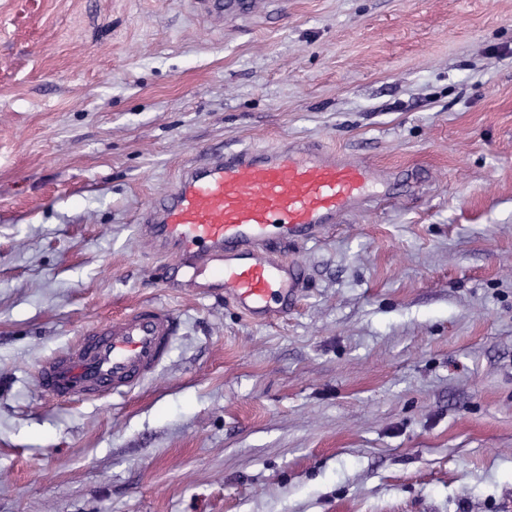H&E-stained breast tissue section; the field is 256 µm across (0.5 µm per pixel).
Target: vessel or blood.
Segmentation results:
<instances>
[{
  "mask_svg": "<svg viewBox=\"0 0 512 512\" xmlns=\"http://www.w3.org/2000/svg\"><path fill=\"white\" fill-rule=\"evenodd\" d=\"M220 19H238L268 0H196ZM371 170L314 142L241 148L182 166L172 190L144 211L139 236L176 265L203 271L250 318L285 315L303 277L281 242L322 235L368 197ZM177 328L168 308L146 302L88 330L38 369L42 392L57 400L119 397L165 360Z\"/></svg>",
  "mask_w": 512,
  "mask_h": 512,
  "instance_id": "obj_1",
  "label": "vessel or blood"
}]
</instances>
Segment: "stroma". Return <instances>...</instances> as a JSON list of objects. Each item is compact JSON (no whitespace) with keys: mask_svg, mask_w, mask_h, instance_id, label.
<instances>
[{"mask_svg":"<svg viewBox=\"0 0 512 512\" xmlns=\"http://www.w3.org/2000/svg\"><path fill=\"white\" fill-rule=\"evenodd\" d=\"M306 141L379 182L286 316L140 240L188 160ZM146 301L142 386L40 391ZM0 512H512V0H0ZM198 9L211 17L220 19H238L254 12L265 10L270 4L267 0H196Z\"/></svg>","mask_w":512,"mask_h":512,"instance_id":"1","label":"stroma"}]
</instances>
